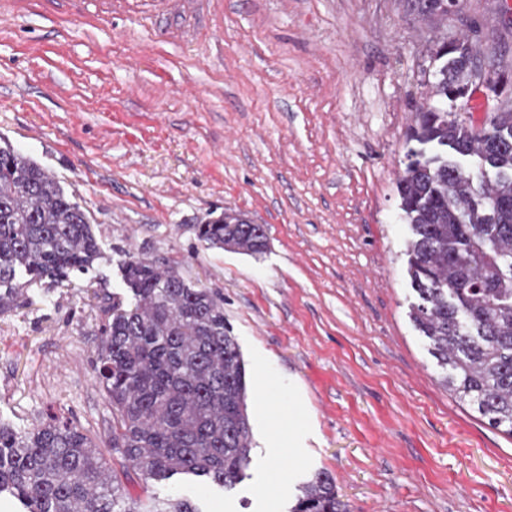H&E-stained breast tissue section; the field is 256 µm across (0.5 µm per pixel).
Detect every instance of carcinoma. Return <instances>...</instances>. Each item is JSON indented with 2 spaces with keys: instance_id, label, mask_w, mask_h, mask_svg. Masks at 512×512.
<instances>
[{
  "instance_id": "cac0c4a2",
  "label": "carcinoma",
  "mask_w": 512,
  "mask_h": 512,
  "mask_svg": "<svg viewBox=\"0 0 512 512\" xmlns=\"http://www.w3.org/2000/svg\"><path fill=\"white\" fill-rule=\"evenodd\" d=\"M423 19H445V0H405ZM429 85L439 105L409 128L397 182L411 236L405 255L415 301L409 315L441 382L490 427L512 437V109L475 125L448 111L480 60L467 40L435 52ZM197 241L257 255L266 229L226 212L194 225ZM124 292L112 294L96 379L112 405V460L57 418L17 431L0 423V495L24 512H201L183 494L148 486L187 474L231 489L251 462L248 381L224 299L191 285L167 261L123 252ZM101 258L85 210L58 178L0 147V315L33 283L68 281ZM138 482L143 496L127 484ZM291 512H346L336 482L318 471L298 487Z\"/></svg>"
}]
</instances>
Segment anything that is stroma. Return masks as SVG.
I'll list each match as a JSON object with an SVG mask.
<instances>
[{"instance_id": "obj_1", "label": "stroma", "mask_w": 512, "mask_h": 512, "mask_svg": "<svg viewBox=\"0 0 512 512\" xmlns=\"http://www.w3.org/2000/svg\"><path fill=\"white\" fill-rule=\"evenodd\" d=\"M464 36L512 66V0L442 21L404 0H0V145L56 175L102 251L0 315V421L54 416L111 455L101 307L139 249L223 297L253 433L234 490L154 493L289 512L325 470L347 512H512V437L440 384L408 316L406 133L432 49ZM228 209L265 226L263 254L197 242Z\"/></svg>"}]
</instances>
